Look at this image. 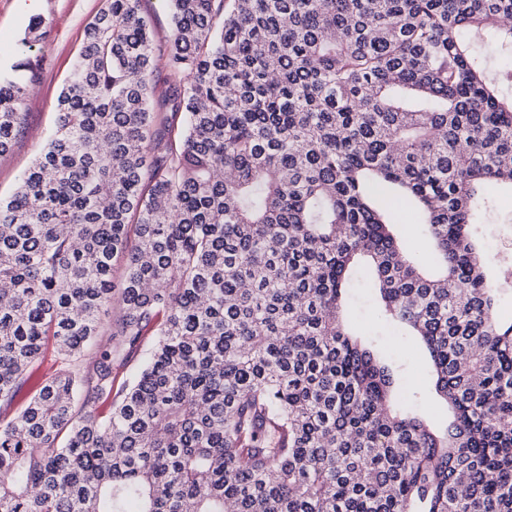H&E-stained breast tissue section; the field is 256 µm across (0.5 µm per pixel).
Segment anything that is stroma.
<instances>
[{
	"label": "stroma",
	"mask_w": 512,
	"mask_h": 512,
	"mask_svg": "<svg viewBox=\"0 0 512 512\" xmlns=\"http://www.w3.org/2000/svg\"><path fill=\"white\" fill-rule=\"evenodd\" d=\"M103 6L104 0H41L37 14L45 21L44 33L29 52L39 79L25 97L20 135L10 152L0 156V199L14 191L52 130L57 100L76 62L85 29ZM31 16L21 9L19 0H0V76L11 74L15 58L6 49L20 43ZM346 315L377 336L383 353L402 365L408 385L423 393L419 414L434 428H444L451 413L441 405L430 384L429 360L423 347L416 337L386 334L375 293L367 282L353 288Z\"/></svg>",
	"instance_id": "stroma-1"
}]
</instances>
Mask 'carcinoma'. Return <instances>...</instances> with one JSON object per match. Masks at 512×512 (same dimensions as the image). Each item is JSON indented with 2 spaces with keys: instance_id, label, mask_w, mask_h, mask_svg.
Wrapping results in <instances>:
<instances>
[{
  "instance_id": "cac0c4a2",
  "label": "carcinoma",
  "mask_w": 512,
  "mask_h": 512,
  "mask_svg": "<svg viewBox=\"0 0 512 512\" xmlns=\"http://www.w3.org/2000/svg\"><path fill=\"white\" fill-rule=\"evenodd\" d=\"M140 2L106 0L0 199V512H512V281L477 246L512 190L486 53L512 57V0H169L162 46ZM42 27L0 80V156ZM363 263L441 432L343 320Z\"/></svg>"
}]
</instances>
